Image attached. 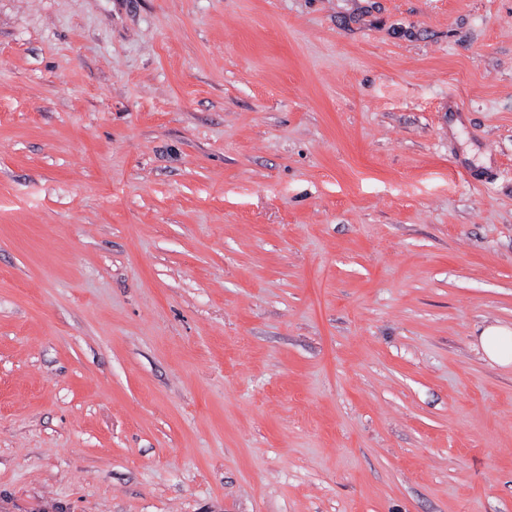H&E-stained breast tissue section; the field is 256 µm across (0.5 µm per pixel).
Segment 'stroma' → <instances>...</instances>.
I'll use <instances>...</instances> for the list:
<instances>
[{
	"mask_svg": "<svg viewBox=\"0 0 512 512\" xmlns=\"http://www.w3.org/2000/svg\"><path fill=\"white\" fill-rule=\"evenodd\" d=\"M512 0H0V512H512ZM478 347L491 362L512 364V328L491 325L477 336Z\"/></svg>",
	"mask_w": 512,
	"mask_h": 512,
	"instance_id": "1",
	"label": "stroma"
}]
</instances>
